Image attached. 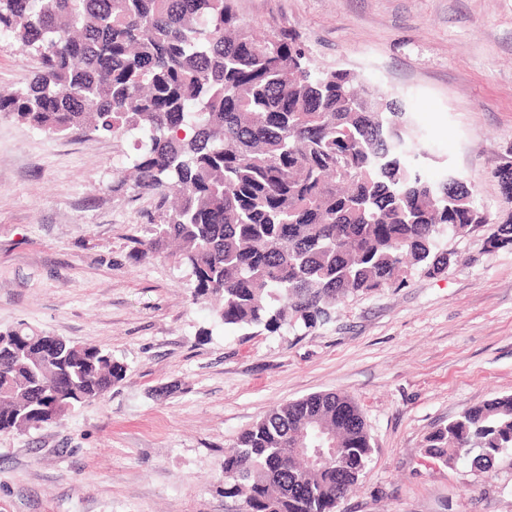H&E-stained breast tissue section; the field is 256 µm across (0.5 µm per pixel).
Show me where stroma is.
Listing matches in <instances>:
<instances>
[{
    "mask_svg": "<svg viewBox=\"0 0 512 512\" xmlns=\"http://www.w3.org/2000/svg\"><path fill=\"white\" fill-rule=\"evenodd\" d=\"M260 33L295 30L322 66L398 96L430 158L488 215L443 245L447 272L348 295L313 328L230 331L194 300L190 268L135 254L155 202L113 183L130 137L52 135L0 114V331L24 322L110 350L106 399L0 433V512H241L224 454L274 406L337 391L373 453L336 512H512V464L487 472L424 454L466 410L512 395V249L486 241L512 164V0H234ZM36 59L0 38V89Z\"/></svg>",
    "mask_w": 512,
    "mask_h": 512,
    "instance_id": "obj_1",
    "label": "stroma"
}]
</instances>
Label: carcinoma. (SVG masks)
Masks as SVG:
<instances>
[{
  "instance_id": "cac0c4a2",
  "label": "carcinoma",
  "mask_w": 512,
  "mask_h": 512,
  "mask_svg": "<svg viewBox=\"0 0 512 512\" xmlns=\"http://www.w3.org/2000/svg\"><path fill=\"white\" fill-rule=\"evenodd\" d=\"M0 32L36 55L0 113L50 134L132 136L131 184L155 201L136 255L180 246L194 297L219 298L232 330L327 323L336 303L450 266L442 240L484 221L467 183L431 179L422 134L398 101L352 70L321 67L288 28L262 37L233 0H0ZM512 247V210L487 240ZM20 323L0 332V432L52 422L125 379L112 352ZM322 432L337 457L295 454ZM427 457L469 449L491 469L512 448V396L430 433ZM372 453L356 402L321 392L282 403L224 455L243 512H334Z\"/></svg>"
}]
</instances>
